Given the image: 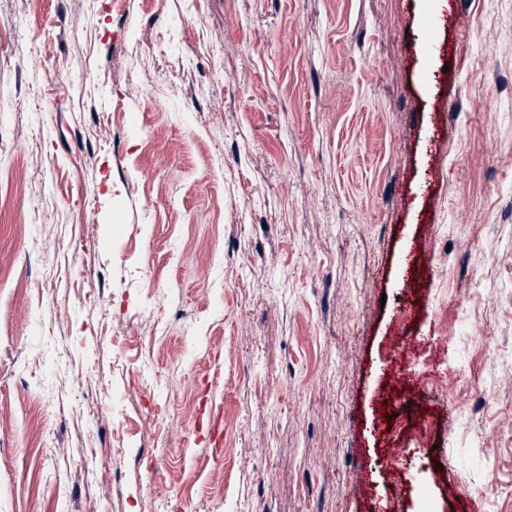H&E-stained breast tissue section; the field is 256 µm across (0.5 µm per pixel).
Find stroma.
Returning <instances> with one entry per match:
<instances>
[{"label": "stroma", "mask_w": 512, "mask_h": 512, "mask_svg": "<svg viewBox=\"0 0 512 512\" xmlns=\"http://www.w3.org/2000/svg\"><path fill=\"white\" fill-rule=\"evenodd\" d=\"M458 2L0 0V512H512V0ZM407 303L461 428L382 396ZM432 392L440 396L449 403H454L459 408V413L454 416L451 426L454 422H458L467 413L465 407L467 390L465 388L464 381L461 379L459 373L452 366L448 365L445 376H438L432 380L431 384Z\"/></svg>", "instance_id": "obj_1"}]
</instances>
